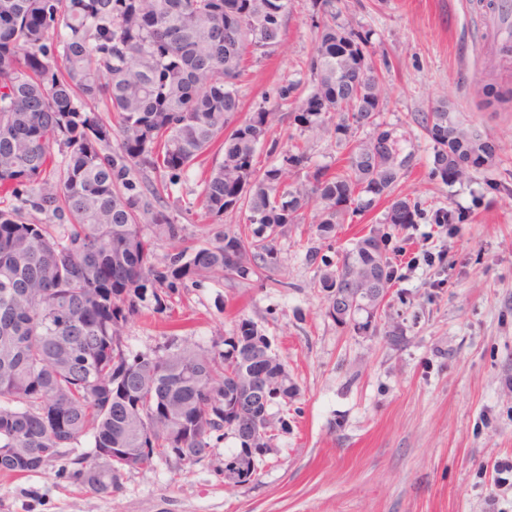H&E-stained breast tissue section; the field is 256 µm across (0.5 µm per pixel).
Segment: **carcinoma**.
<instances>
[{
	"instance_id": "obj_1",
	"label": "carcinoma",
	"mask_w": 512,
	"mask_h": 512,
	"mask_svg": "<svg viewBox=\"0 0 512 512\" xmlns=\"http://www.w3.org/2000/svg\"><path fill=\"white\" fill-rule=\"evenodd\" d=\"M292 7V0H0V472L19 477L58 463L64 478L110 496L133 463L150 467L181 453L191 467L229 438L230 454L271 451L275 433L251 430L273 406H288L296 387L276 355L268 373L283 375L279 389L265 394L251 379V361L271 349L268 336L246 322L207 351L172 330L134 352L124 336L129 322L143 308L172 310L208 277L277 285L276 236L286 225L303 223L317 205L314 236L333 242L346 217L388 200L383 225L338 264L313 242L305 247L306 262L319 268L313 287L328 302L326 314L366 331L375 299L342 315L331 297L356 294L363 272L389 287L390 229L466 219L458 209L395 195L413 163L395 130L356 139L365 127H382L383 87L363 55L369 34L341 19L336 0H315L321 17L309 78L283 82L277 96L302 133L336 121L343 164L310 168L295 135L271 137L272 109L239 118L248 63L281 44ZM360 73L356 96L347 95L344 80ZM485 94L488 107L512 100L492 84ZM101 105L116 124L102 120ZM416 121L433 142L432 177L448 185V172L464 160L479 170L493 163L486 138L448 105ZM260 144L276 157L263 169L254 165ZM210 153L220 159L201 172L205 216L217 224L244 210L248 224L157 263L142 225L184 239L180 217L194 203L175 210L167 195ZM302 170L305 181L287 182ZM226 422L236 435L224 431ZM87 437L92 449L76 452Z\"/></svg>"
}]
</instances>
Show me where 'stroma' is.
<instances>
[{"instance_id": "obj_1", "label": "stroma", "mask_w": 512, "mask_h": 512, "mask_svg": "<svg viewBox=\"0 0 512 512\" xmlns=\"http://www.w3.org/2000/svg\"><path fill=\"white\" fill-rule=\"evenodd\" d=\"M313 0H293L283 44L240 84L246 107L278 104L277 88L305 78L315 52ZM343 17L369 32L381 69L379 120L414 154L398 194L470 218L449 233L427 221L394 236L397 271L373 331L338 326L304 259L312 230L277 238L280 284L205 281L171 315L143 310L126 327L145 351L178 329L204 349L248 320L265 329L298 392L288 430L257 480L224 482V450L177 469L125 472L99 496L56 466L0 474V512H512V106L484 108L480 87L512 89V53L490 52L491 17L476 0H346ZM439 103L496 150L492 166L448 186L429 175L433 144L414 115Z\"/></svg>"}]
</instances>
